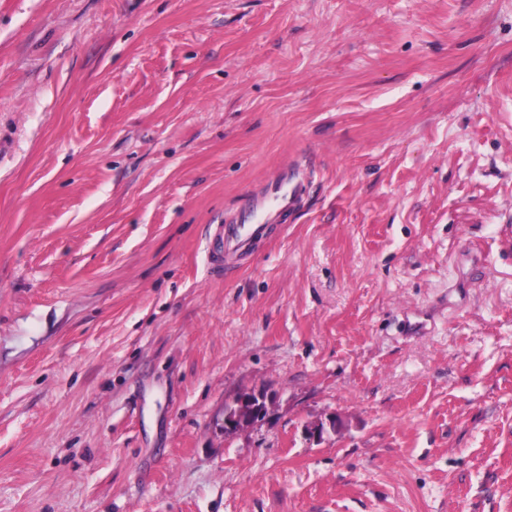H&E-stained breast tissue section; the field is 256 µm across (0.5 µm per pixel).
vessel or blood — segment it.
Here are the masks:
<instances>
[{"mask_svg": "<svg viewBox=\"0 0 512 512\" xmlns=\"http://www.w3.org/2000/svg\"><path fill=\"white\" fill-rule=\"evenodd\" d=\"M310 175L299 168H281L277 176L243 194L217 229L227 268L239 267L254 245L266 239L272 225L283 224L308 194Z\"/></svg>", "mask_w": 512, "mask_h": 512, "instance_id": "b4317fda", "label": "vessel or blood"}]
</instances>
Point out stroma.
Here are the masks:
<instances>
[{
	"label": "stroma",
	"mask_w": 512,
	"mask_h": 512,
	"mask_svg": "<svg viewBox=\"0 0 512 512\" xmlns=\"http://www.w3.org/2000/svg\"><path fill=\"white\" fill-rule=\"evenodd\" d=\"M0 512H512V0H0ZM310 175L301 168L282 167L277 176L243 194L236 208L217 228L224 268H237L254 245L267 238L274 224H286L308 194ZM258 400V403L256 402ZM261 412L271 408L273 402L267 394L245 393L236 401L234 406L225 408L224 410V430L225 427L231 431H238L250 425L253 416L261 408Z\"/></svg>",
	"instance_id": "obj_1"
}]
</instances>
